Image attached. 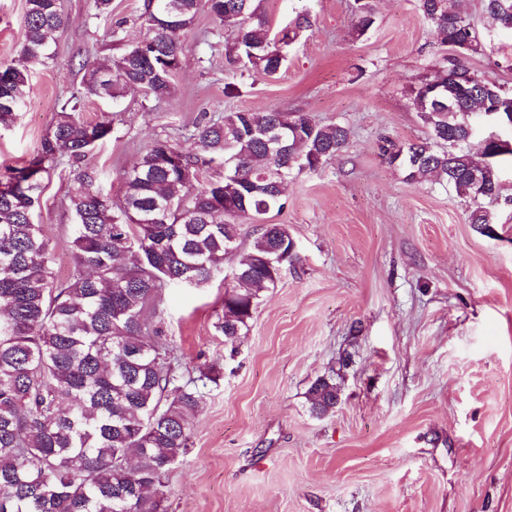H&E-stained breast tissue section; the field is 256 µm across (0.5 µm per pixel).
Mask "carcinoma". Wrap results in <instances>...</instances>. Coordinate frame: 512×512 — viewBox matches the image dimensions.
<instances>
[{"mask_svg": "<svg viewBox=\"0 0 512 512\" xmlns=\"http://www.w3.org/2000/svg\"><path fill=\"white\" fill-rule=\"evenodd\" d=\"M442 45L458 56L484 52L465 13L450 0H420ZM262 0H144L151 34L103 66L85 61L82 89L20 167L0 176V512H166L163 479L190 447L200 408L196 385L178 384L171 350L158 325L144 318L170 284L201 287L236 260L233 284L215 331L235 341L249 328L259 292L273 288L294 241L284 224H262L248 251L240 225L285 207L275 184L293 171H315L340 155L348 129L322 124L307 112H229L202 118L189 137L199 151L154 140L122 176L120 202L90 186L98 173L93 149L112 132V118L78 116L84 99L114 100L133 88L162 98L173 93L182 64L180 36L207 6L218 30L232 36L228 55L262 78H273L285 51L310 25L307 15L272 30ZM491 22L512 31V15ZM66 23L59 0H27L22 55L29 66L53 58L55 33ZM375 23V0H359L355 29ZM29 66H0V126L25 105ZM413 106L428 137L401 144L380 138L378 154L406 180L440 177L470 203L469 223H493L484 201L500 192V157L512 150L473 145L475 111L512 108V89L474 77L420 82ZM85 189L71 198L73 270L62 281L52 266L49 238L35 210L59 158ZM221 170L214 178L201 173ZM313 411L334 409L339 388L327 378L309 391Z\"/></svg>", "mask_w": 512, "mask_h": 512, "instance_id": "1", "label": "carcinoma"}]
</instances>
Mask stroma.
Listing matches in <instances>:
<instances>
[{
	"instance_id": "obj_1",
	"label": "stroma",
	"mask_w": 512,
	"mask_h": 512,
	"mask_svg": "<svg viewBox=\"0 0 512 512\" xmlns=\"http://www.w3.org/2000/svg\"><path fill=\"white\" fill-rule=\"evenodd\" d=\"M68 23L56 55L32 69L31 90L0 129V171L22 165L79 89L80 62H105L148 36L143 0H59ZM464 9L485 50L467 65L512 88V32L495 28L484 0ZM274 26L307 13L277 77L230 62L207 11L181 37L172 96L131 89L87 100L81 115L112 118L91 154L97 188L120 198L121 176L155 139L183 150L202 116L294 111L350 131L345 151L293 173L282 211L292 261L262 292L245 336L225 342L213 324L224 279L172 286L148 320L160 323L175 373L220 369L202 390L187 455L165 479L167 512H512V165L500 168L493 224L442 180L418 183L378 155L381 137L426 136L411 91L448 64L419 0H376V20L354 31L355 0H264ZM26 0H0V64L21 60ZM123 25V42L111 29ZM81 189L66 163L45 182L37 210L57 278L72 269L70 199ZM340 388L314 414L319 378Z\"/></svg>"
}]
</instances>
